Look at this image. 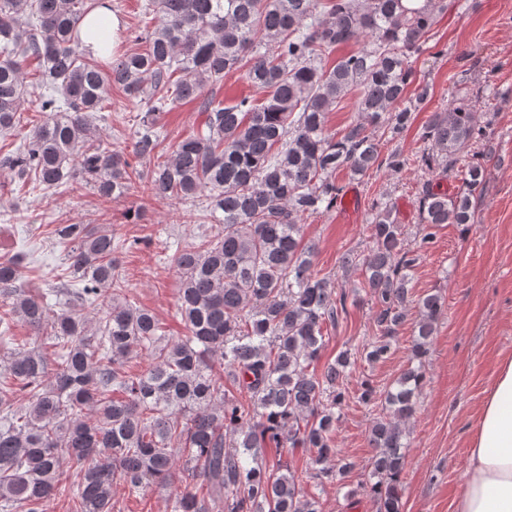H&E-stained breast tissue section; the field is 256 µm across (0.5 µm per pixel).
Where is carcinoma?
Wrapping results in <instances>:
<instances>
[{
    "label": "carcinoma",
    "mask_w": 512,
    "mask_h": 512,
    "mask_svg": "<svg viewBox=\"0 0 512 512\" xmlns=\"http://www.w3.org/2000/svg\"><path fill=\"white\" fill-rule=\"evenodd\" d=\"M102 0H0V133L13 135L29 96L37 120L23 143L0 154L12 192L29 194L63 184L89 185L122 198L147 181L158 198L185 201L206 194L216 231L175 257L178 310L185 339L165 336L156 314L130 301L115 261L112 232L91 224H59L65 262L39 295L28 290L26 255L0 256V336L21 323L46 337L54 361L39 349L0 356V512H46L70 496L71 512H112L117 485L140 495L176 478L206 488L176 498L172 512H321L304 495L303 479L265 449L313 448L314 478L346 471L323 466L334 455L331 436L351 367L346 349L316 375L324 326L346 312L345 291L311 273L315 246L298 219L341 200L336 182L386 169L400 173L410 159L382 153L414 121L409 55L420 51L440 10L427 0L409 11L402 0H148L138 48L117 57L95 55L80 34ZM361 44L324 64L336 48ZM38 77L27 80L26 63ZM245 72L264 89L224 105L207 86ZM121 89L149 107L135 131L133 155L154 159L147 173L112 150L96 124L107 90ZM353 88L361 119L332 134L326 115ZM198 103L202 130L167 152L156 129L178 104ZM421 165L448 175L459 154L486 138L474 109L456 106L431 115ZM464 188L455 196L423 183L418 205L421 243L441 224L473 223V194L484 167L464 160ZM372 248L347 253L375 304L378 336L363 349L370 363L386 360L416 309L410 365L384 389L367 381L358 403H381L369 428L374 449L365 491L377 512H401V476L408 443L402 422L418 407L426 356L443 304L414 296L419 255L401 245L395 208L384 203L371 220ZM99 306L91 325L84 310ZM148 353L138 374L132 359ZM245 392L238 400L226 385ZM79 482L69 486L68 472Z\"/></svg>",
    "instance_id": "carcinoma-1"
}]
</instances>
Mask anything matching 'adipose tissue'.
I'll list each match as a JSON object with an SVG mask.
<instances>
[{
	"mask_svg": "<svg viewBox=\"0 0 512 512\" xmlns=\"http://www.w3.org/2000/svg\"><path fill=\"white\" fill-rule=\"evenodd\" d=\"M455 512H512V355L500 358L484 397Z\"/></svg>",
	"mask_w": 512,
	"mask_h": 512,
	"instance_id": "1",
	"label": "adipose tissue"
}]
</instances>
